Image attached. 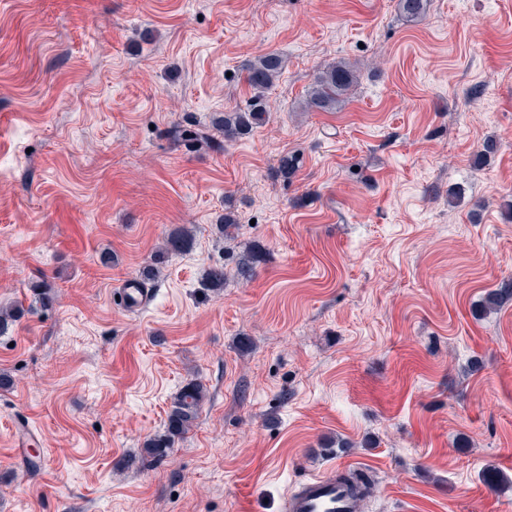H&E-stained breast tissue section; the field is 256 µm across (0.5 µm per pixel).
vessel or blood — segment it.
<instances>
[{"instance_id":"1","label":"vessel or blood","mask_w":512,"mask_h":512,"mask_svg":"<svg viewBox=\"0 0 512 512\" xmlns=\"http://www.w3.org/2000/svg\"><path fill=\"white\" fill-rule=\"evenodd\" d=\"M121 307L135 312L150 302L151 293L142 281L131 279L120 289ZM356 500L351 492L336 481L335 474L316 475L298 485L287 497L285 512H355Z\"/></svg>"}]
</instances>
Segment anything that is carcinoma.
I'll return each mask as SVG.
<instances>
[{"instance_id":"cac0c4a2","label":"carcinoma","mask_w":512,"mask_h":512,"mask_svg":"<svg viewBox=\"0 0 512 512\" xmlns=\"http://www.w3.org/2000/svg\"><path fill=\"white\" fill-rule=\"evenodd\" d=\"M428 0H399V7L408 18H417L425 13ZM283 68L281 58L273 53L261 55L246 66L247 82L252 89L251 96L244 104L212 118V130L187 128L175 125L170 130L171 138L178 143L193 144L204 141L220 150L228 141L248 137L254 129L268 121L269 105L267 92L275 85ZM359 84V75L352 64L345 60L333 61L321 68L308 87L304 108L309 111L334 112L345 104ZM302 165L297 154L281 157L277 169L278 175L288 181ZM224 241L230 243L236 239L238 223L234 214L224 212L220 223L216 225ZM194 234L191 228L181 225L175 227L167 236L166 249L186 251L193 246ZM237 275L245 281L250 280L257 266L264 261L263 250L257 246L247 247L235 254ZM226 271L222 265L205 268L202 288L219 291L224 288ZM512 300V282L487 293L484 309L490 311ZM26 310L21 306L0 309V333L17 322ZM206 398L203 385L195 380L189 381L173 402L168 415L166 429L160 434L147 438L141 448V457L160 460L167 457L176 440L182 438L193 426L198 411Z\"/></svg>"}]
</instances>
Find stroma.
I'll list each match as a JSON object with an SVG mask.
<instances>
[{
    "instance_id": "stroma-1",
    "label": "stroma",
    "mask_w": 512,
    "mask_h": 512,
    "mask_svg": "<svg viewBox=\"0 0 512 512\" xmlns=\"http://www.w3.org/2000/svg\"><path fill=\"white\" fill-rule=\"evenodd\" d=\"M269 52L264 126L171 143ZM342 58L349 101L303 111ZM511 201L512 0H0V307L27 309L0 335V512H280L343 467L373 486L362 512H512V301L483 308L512 280ZM228 208L264 260L207 292ZM181 224L193 248L166 251ZM193 379V427L142 458ZM121 307L126 312H135L144 309L150 302L151 293L143 283L137 279H129L120 288Z\"/></svg>"
}]
</instances>
